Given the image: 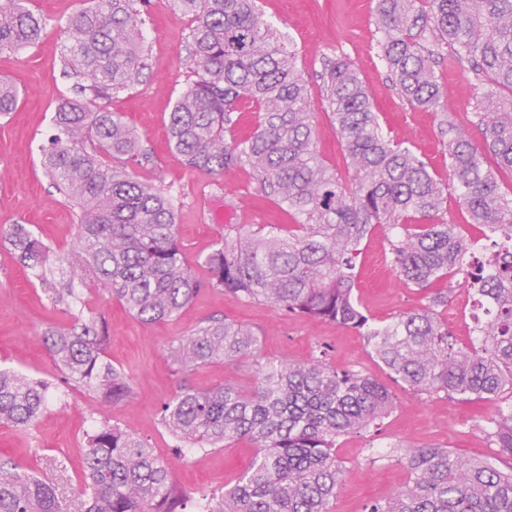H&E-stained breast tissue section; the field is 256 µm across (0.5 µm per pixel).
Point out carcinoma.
<instances>
[{
  "label": "carcinoma",
  "mask_w": 512,
  "mask_h": 512,
  "mask_svg": "<svg viewBox=\"0 0 512 512\" xmlns=\"http://www.w3.org/2000/svg\"><path fill=\"white\" fill-rule=\"evenodd\" d=\"M31 0H0V50L36 44L45 19ZM137 0H91L69 16L60 62L80 78L75 96L54 113L41 166L77 208L78 233L58 252L25 224L4 238L48 299L74 310L72 323L41 340L61 381L100 403L131 395L130 376L107 357L104 318L78 302V278L144 324L175 319L202 291L230 293L288 315L336 324L363 337L371 353L408 390L461 401L512 391V194L498 173H512V0H377L382 61L412 107L439 101L442 60L466 68L485 88L473 112V144L453 112L441 134L452 185L475 244L446 218L448 185L406 141L384 133L357 70L324 63L330 118L341 136L347 178L316 149L297 53L264 19L258 0H177L191 18L193 80L167 122L171 148L188 167L217 176L249 166L256 191L288 211L291 224H229L198 262L196 275L177 238L174 196L133 174L153 163L122 113L90 110L87 95L110 99L134 86L143 69L146 18ZM19 91L0 82V116ZM257 109L256 128L227 140L237 109ZM378 227L391 265L427 304L379 325L355 297L363 241ZM472 295L474 339L458 342L438 317L452 285ZM246 327L214 318L169 348L176 372L235 360L256 348ZM251 389L218 383L186 388L162 403L160 424L178 447L202 451L248 441L249 468L232 486L205 496L208 512H332L345 482L341 438L387 417L394 396L384 384L327 362L320 346L302 362H269ZM53 383L0 367V422L28 429L47 407ZM497 457L512 459V404L488 421ZM408 482L362 512H512V466L462 457L438 445L395 444ZM79 512H186L193 493L178 485L146 440L101 418L84 438ZM0 512H69L54 484L11 460L0 462Z\"/></svg>",
  "instance_id": "1"
}]
</instances>
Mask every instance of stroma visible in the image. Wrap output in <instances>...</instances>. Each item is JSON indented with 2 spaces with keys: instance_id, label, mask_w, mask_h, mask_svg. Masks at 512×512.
I'll return each instance as SVG.
<instances>
[{
  "instance_id": "obj_1",
  "label": "stroma",
  "mask_w": 512,
  "mask_h": 512,
  "mask_svg": "<svg viewBox=\"0 0 512 512\" xmlns=\"http://www.w3.org/2000/svg\"><path fill=\"white\" fill-rule=\"evenodd\" d=\"M86 0H32L47 27L31 47L0 51V81L14 84L21 101L15 112L0 117V227L28 225L52 247L67 249L77 234L76 209L63 199L44 175L41 146L53 133L59 102L72 93V79L63 77L60 49L66 38L64 20L85 8ZM265 19L298 54V67L315 114L317 149L322 159L344 169V147L328 116L321 73L326 59L353 64L365 82L382 128L408 141L431 164L439 179L448 177V158L441 146V114L436 108L408 105L387 78L376 44V0H261ZM144 29L146 67L138 83L109 101H92V108L123 113L154 163L138 176L180 199L178 239L188 263L210 252L228 224H286L290 218L274 200L257 194L251 170L233 168L210 177L191 171L168 144L166 120L187 86L190 71V21L174 0H150ZM480 91L463 68L441 65L439 93L452 105L460 125H468ZM210 198L223 214L222 223L208 220L199 208ZM383 230L364 242L355 293L371 317L384 322L425 303V294L407 287L386 261ZM88 306L107 323V354L112 364L128 369L131 397L100 405L85 389L62 392L25 433L0 423V461L12 460L50 478L60 496L76 505L81 493L82 440L99 416L131 428L148 439L154 454L164 459L173 479L196 495L236 482L254 450L247 443L186 457L175 449L161 427L158 409L180 388H205L229 381L249 387L257 364L308 359L313 348L326 347L329 364L354 370L391 387L393 412L380 424L340 439L337 452L346 467V484L333 512H361L365 503L382 499L403 486L409 475L384 453L389 444H438L475 459L495 456L484 427L503 405L502 399L475 403L444 397L419 398L393 382L388 371L368 353L355 332L324 322L291 318L266 305L230 294L202 292L176 319L144 325L107 296L87 293ZM212 317L226 319L254 332L257 350L246 357L175 374L170 346ZM71 322L64 307L48 301L39 284L19 264L9 245L0 244V365L48 381L58 372L40 340L49 328Z\"/></svg>"
}]
</instances>
